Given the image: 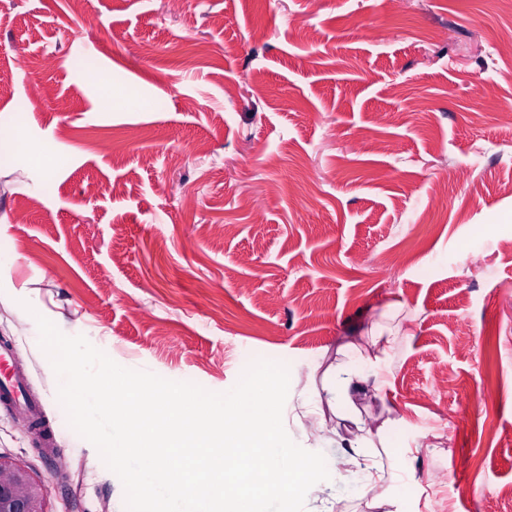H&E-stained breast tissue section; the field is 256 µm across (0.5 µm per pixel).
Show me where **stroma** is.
<instances>
[{"instance_id":"stroma-1","label":"stroma","mask_w":512,"mask_h":512,"mask_svg":"<svg viewBox=\"0 0 512 512\" xmlns=\"http://www.w3.org/2000/svg\"><path fill=\"white\" fill-rule=\"evenodd\" d=\"M512 10L500 0H0V144L22 114L46 195L0 162V341L55 432L0 409V454L46 512H125L67 423L34 320L126 368L225 392L289 368L284 427L315 410L349 337L400 305L380 397L359 401L412 467L399 512H500L512 487ZM102 71L132 86L98 107ZM405 263L382 273L387 258ZM23 294L30 308L16 304ZM469 347H462V334ZM447 370L452 386L435 378ZM443 447H434L435 437ZM441 485L434 499L428 488ZM344 473L309 512H372Z\"/></svg>"}]
</instances>
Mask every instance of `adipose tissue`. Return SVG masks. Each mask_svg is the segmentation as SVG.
I'll return each mask as SVG.
<instances>
[{
    "label": "adipose tissue",
    "mask_w": 512,
    "mask_h": 512,
    "mask_svg": "<svg viewBox=\"0 0 512 512\" xmlns=\"http://www.w3.org/2000/svg\"><path fill=\"white\" fill-rule=\"evenodd\" d=\"M395 342V336L384 335L381 329L376 328L370 330L368 335L340 347L343 360L332 368L331 381L324 387L334 414L352 415L356 399L377 396L380 390L379 372ZM357 428L363 431L364 436L359 440H349L344 459L363 473L366 483L383 485L384 492L375 500V507L396 506L398 487L414 481L415 474L411 471L389 473L377 460L363 457L362 448L374 447L376 440L384 438L385 432L383 427L371 428L363 421L358 423Z\"/></svg>",
    "instance_id": "adipose-tissue-1"
}]
</instances>
